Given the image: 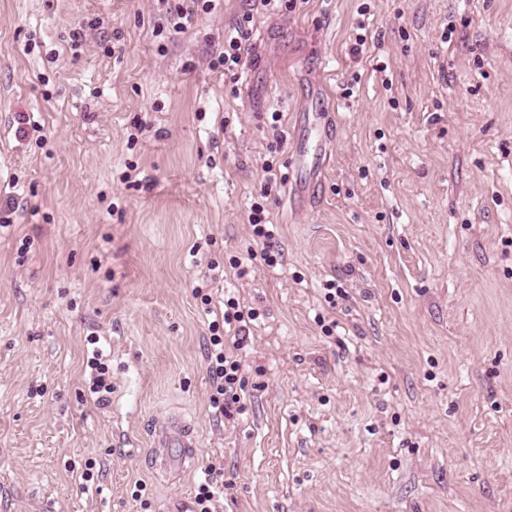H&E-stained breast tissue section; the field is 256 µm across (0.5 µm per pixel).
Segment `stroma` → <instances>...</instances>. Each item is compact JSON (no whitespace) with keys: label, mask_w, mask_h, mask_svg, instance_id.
Returning a JSON list of instances; mask_svg holds the SVG:
<instances>
[{"label":"stroma","mask_w":512,"mask_h":512,"mask_svg":"<svg viewBox=\"0 0 512 512\" xmlns=\"http://www.w3.org/2000/svg\"><path fill=\"white\" fill-rule=\"evenodd\" d=\"M177 3L0 0V512H173L211 465L220 512H512V0ZM303 111L333 142L296 209ZM198 288L258 313L231 420ZM169 414L198 447L163 475ZM254 21L252 13H246L227 32L224 31V52L212 59L211 66L214 69H224V74L233 73L237 75L244 62L242 61L243 42L247 40L250 31V24ZM265 209L257 204L252 206L251 213L248 216V223L252 227V237L255 241L262 244V259L268 266L277 263L278 252L274 250L275 231L274 224H270L269 217L265 215ZM276 253V254H274ZM101 360L102 354L96 353L92 357V360L89 361L91 369L99 373V375L94 376L93 385L90 390L95 394H101L97 397L96 400L99 403H104L108 400V395L112 394V383H108V379L105 377L106 368Z\"/></svg>","instance_id":"stroma-1"}]
</instances>
